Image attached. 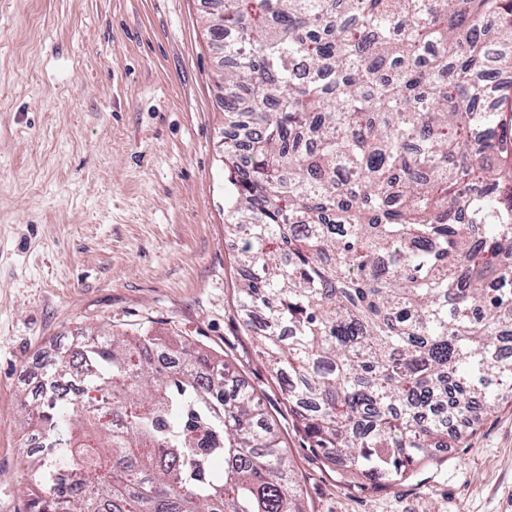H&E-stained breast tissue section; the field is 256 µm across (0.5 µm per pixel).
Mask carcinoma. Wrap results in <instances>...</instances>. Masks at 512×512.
<instances>
[{
  "mask_svg": "<svg viewBox=\"0 0 512 512\" xmlns=\"http://www.w3.org/2000/svg\"><path fill=\"white\" fill-rule=\"evenodd\" d=\"M238 303L324 459L388 482L512 392V0H223ZM20 396L26 512H303L224 362L88 333ZM112 396L79 405L61 390Z\"/></svg>",
  "mask_w": 512,
  "mask_h": 512,
  "instance_id": "obj_1",
  "label": "carcinoma"
}]
</instances>
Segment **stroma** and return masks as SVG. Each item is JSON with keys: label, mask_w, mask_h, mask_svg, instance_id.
<instances>
[{"label": "stroma", "mask_w": 512, "mask_h": 512, "mask_svg": "<svg viewBox=\"0 0 512 512\" xmlns=\"http://www.w3.org/2000/svg\"><path fill=\"white\" fill-rule=\"evenodd\" d=\"M206 0H0V512H25L19 394L91 329L222 356L288 450L305 512H512V397L375 483L328 464L243 325Z\"/></svg>", "instance_id": "stroma-1"}]
</instances>
